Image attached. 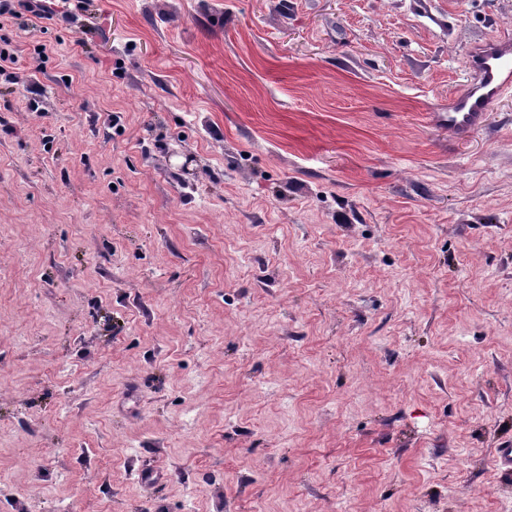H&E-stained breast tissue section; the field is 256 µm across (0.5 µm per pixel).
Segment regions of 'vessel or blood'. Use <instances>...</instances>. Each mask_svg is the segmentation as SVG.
<instances>
[{
	"label": "vessel or blood",
	"mask_w": 512,
	"mask_h": 512,
	"mask_svg": "<svg viewBox=\"0 0 512 512\" xmlns=\"http://www.w3.org/2000/svg\"><path fill=\"white\" fill-rule=\"evenodd\" d=\"M470 85L452 99L437 121L449 135L468 136L484 127L491 105L512 92V35L470 46L465 52Z\"/></svg>",
	"instance_id": "vessel-or-blood-1"
}]
</instances>
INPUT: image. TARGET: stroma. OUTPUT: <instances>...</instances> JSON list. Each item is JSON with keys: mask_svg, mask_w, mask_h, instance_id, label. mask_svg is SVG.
<instances>
[{"mask_svg": "<svg viewBox=\"0 0 512 512\" xmlns=\"http://www.w3.org/2000/svg\"><path fill=\"white\" fill-rule=\"evenodd\" d=\"M51 8L0 26V512H512V93L433 118L512 0Z\"/></svg>", "mask_w": 512, "mask_h": 512, "instance_id": "stroma-1", "label": "stroma"}]
</instances>
